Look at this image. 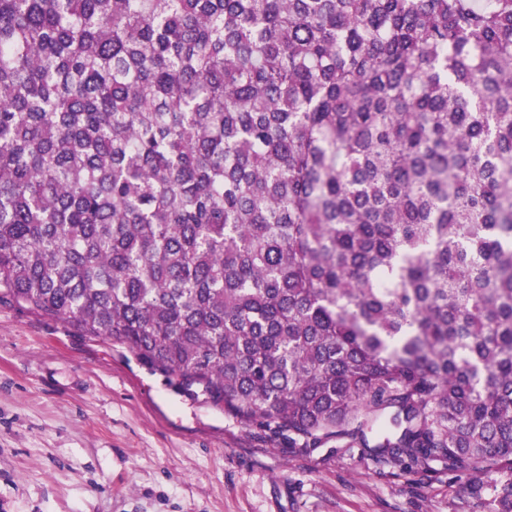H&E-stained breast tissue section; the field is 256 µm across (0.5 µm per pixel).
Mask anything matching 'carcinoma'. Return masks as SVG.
Returning a JSON list of instances; mask_svg holds the SVG:
<instances>
[{
    "label": "carcinoma",
    "mask_w": 512,
    "mask_h": 512,
    "mask_svg": "<svg viewBox=\"0 0 512 512\" xmlns=\"http://www.w3.org/2000/svg\"><path fill=\"white\" fill-rule=\"evenodd\" d=\"M4 300L512 512V0H0Z\"/></svg>",
    "instance_id": "obj_1"
}]
</instances>
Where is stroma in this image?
Listing matches in <instances>:
<instances>
[{
  "instance_id": "stroma-1",
  "label": "stroma",
  "mask_w": 512,
  "mask_h": 512,
  "mask_svg": "<svg viewBox=\"0 0 512 512\" xmlns=\"http://www.w3.org/2000/svg\"><path fill=\"white\" fill-rule=\"evenodd\" d=\"M479 479L294 447L0 302V512H488Z\"/></svg>"
}]
</instances>
